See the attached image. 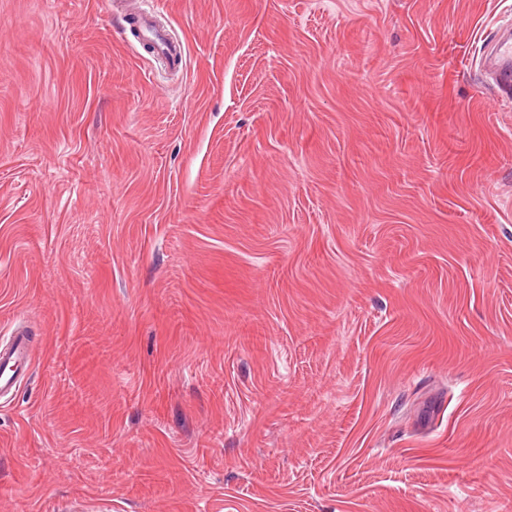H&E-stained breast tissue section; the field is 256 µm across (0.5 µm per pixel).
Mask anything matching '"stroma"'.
<instances>
[{"label": "stroma", "instance_id": "35a3bbf8", "mask_svg": "<svg viewBox=\"0 0 512 512\" xmlns=\"http://www.w3.org/2000/svg\"><path fill=\"white\" fill-rule=\"evenodd\" d=\"M0 0V512H512V0ZM155 15L142 10L136 18L142 37L150 43L154 49L156 60L169 65L180 66L183 63L185 50L183 46L174 41L169 33L160 31L152 24ZM481 82L493 93V101L512 98V24L503 27L487 41L478 60ZM33 356L29 331L21 321L14 324L6 339L0 336V403L16 396Z\"/></svg>", "mask_w": 512, "mask_h": 512}]
</instances>
